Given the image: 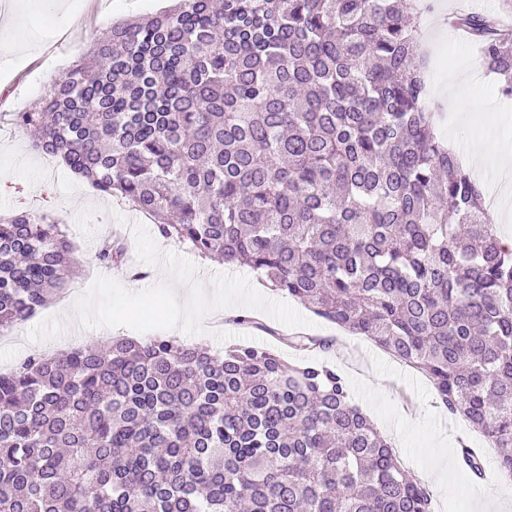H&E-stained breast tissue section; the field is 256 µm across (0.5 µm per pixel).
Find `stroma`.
Wrapping results in <instances>:
<instances>
[{
	"instance_id": "1",
	"label": "stroma",
	"mask_w": 512,
	"mask_h": 512,
	"mask_svg": "<svg viewBox=\"0 0 512 512\" xmlns=\"http://www.w3.org/2000/svg\"><path fill=\"white\" fill-rule=\"evenodd\" d=\"M98 13H80L82 0H66L77 13L75 27L52 0H0V10L11 7L20 14L15 30L17 54L0 57V113L38 110L45 92L74 61L85 57L108 22L136 20L158 13L170 0H97ZM458 0H433L422 17L424 45L429 54L431 103L439 114L438 133L456 152L472 143L512 140V101L499 97L495 75L472 70L474 54L465 42H453L444 33L441 18L455 10ZM472 102L466 114L449 109V98ZM491 100L496 121L476 108L478 99ZM44 211L65 224L74 247L75 269L70 282L83 294L97 275L104 273L95 261L99 243L110 236L123 238L129 264L105 273L131 290L158 284L150 264L137 258L132 226L146 216L132 211L119 198L97 193L61 163H47L36 151L29 134L0 120V217L20 212ZM263 329L235 327L190 343L201 342L215 352L233 345L256 346L277 352L291 363L325 364L345 379L353 403L390 432L393 449L404 466L427 488L432 512H479L491 497L511 498L512 485L504 484L495 449L459 416L450 413L435 396L429 378L400 363L370 340L340 332L334 324L314 318L308 333L331 341L329 349L298 353L282 341L291 329L269 315H261ZM127 328L84 329L77 316L62 319L57 303H50L28 321L14 325L12 337L0 342V369L15 367L31 353L52 346L62 349L71 336L81 342L103 344L127 335ZM485 451L483 477L461 466L458 441Z\"/></svg>"
}]
</instances>
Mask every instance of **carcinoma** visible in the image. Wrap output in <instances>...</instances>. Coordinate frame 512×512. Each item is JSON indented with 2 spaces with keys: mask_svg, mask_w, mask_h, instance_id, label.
<instances>
[{
  "mask_svg": "<svg viewBox=\"0 0 512 512\" xmlns=\"http://www.w3.org/2000/svg\"><path fill=\"white\" fill-rule=\"evenodd\" d=\"M459 17L512 98L503 17ZM404 0H176L107 35L38 112L33 147L427 374L512 475V247L433 129ZM118 238L96 252L122 266ZM49 213L0 219V331L65 289ZM297 350L327 340L297 332ZM343 377L277 353L118 338L0 372V512H431Z\"/></svg>",
  "mask_w": 512,
  "mask_h": 512,
  "instance_id": "1",
  "label": "carcinoma"
}]
</instances>
